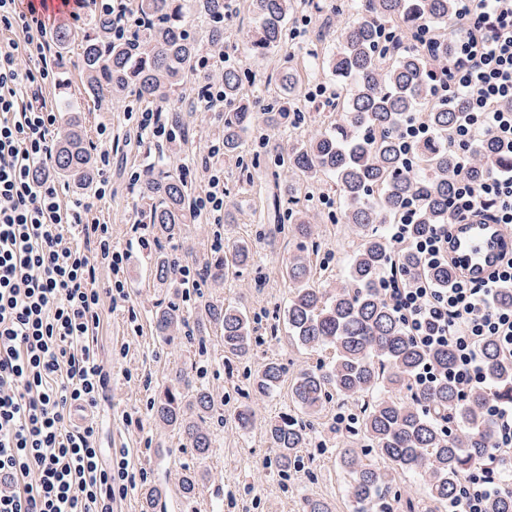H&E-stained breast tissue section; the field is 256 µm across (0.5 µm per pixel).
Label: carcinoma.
Returning <instances> with one entry per match:
<instances>
[{
  "instance_id": "obj_1",
  "label": "carcinoma",
  "mask_w": 512,
  "mask_h": 512,
  "mask_svg": "<svg viewBox=\"0 0 512 512\" xmlns=\"http://www.w3.org/2000/svg\"><path fill=\"white\" fill-rule=\"evenodd\" d=\"M297 0H250L255 26L247 52L264 56L279 50L288 40V21L299 10ZM350 16L336 30V47L323 54L313 50L308 60L311 72L336 79L345 89L336 106L341 119L327 127L310 145L288 151L270 135L261 138V151L274 157L275 164H288L309 183L319 176L333 179L336 186L335 224H351L360 231L361 242L353 252L345 276L329 293L315 286L311 255H296L285 266L291 297L284 312L290 333L302 345L316 349L331 346L336 360L310 371L292 385L295 402L308 410L322 406L331 392L344 398L362 399L377 390L411 384L414 372L430 361L446 370L451 362L447 348L428 353L406 335L401 322L378 291V282L390 263L392 250L377 225L386 224L411 198H420V223L438 224L448 216V194L454 178L456 157L450 136L463 104L442 105L432 96L434 83L431 59L410 46L385 42L382 26L400 23L415 32L422 25L444 27L454 11L453 0H346ZM210 17L224 12V0H137L138 14L152 21L149 36L112 42V19L94 14L88 26H61L53 41L63 50L81 46V69L85 92L90 98L110 95L120 98L133 93L152 104L164 91L179 87L185 76L196 70L198 43L183 28L187 11ZM244 70L224 67V159L238 158L244 138L251 134L256 113L243 93ZM283 95L264 108L262 121L271 130L305 120L295 103L303 86L293 66L281 71ZM427 108L425 121L432 138L402 152L396 129L406 118ZM480 163L469 176L480 181L504 162L488 138L477 144ZM56 174L74 188L85 191L94 181L92 155L82 136L70 132L56 152ZM143 196L151 201L148 218L165 239L180 236L187 220L188 184L159 157L145 171ZM300 193L288 195L286 220L303 238L312 234L311 224L299 208ZM253 250L244 242L227 246L224 257L200 258L204 278L221 283L230 274L250 265ZM154 276L165 282L174 279L169 258L160 254L153 264ZM209 323L224 337V352L238 360L252 354L254 328L239 307L224 303L205 308ZM183 320L174 305L158 307L153 316L156 331L167 334ZM487 374L497 384L496 396L512 400V365L505 362L492 343L483 346ZM283 368L268 362L256 373L255 384L262 394L272 393L282 381ZM484 392L466 399L456 386L443 379L415 390L413 402L376 399L362 404L361 430L379 456L389 462L384 470L363 462L350 452L342 460L352 474L347 493L354 512H391L385 498L397 473L418 477L424 496L407 498L406 512H440L455 496L461 477L472 464L486 457L492 433L486 418ZM156 417L182 430L198 456L205 458L213 439L200 425L216 409L204 383L186 395L168 388L153 402ZM448 416L462 422L470 432L460 439L441 430L439 419ZM271 445L278 449V467L286 473L296 467L300 449L306 447L307 426L283 415L266 426ZM489 512H512V489L490 501Z\"/></svg>"
}]
</instances>
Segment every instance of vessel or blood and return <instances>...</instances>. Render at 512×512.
I'll use <instances>...</instances> for the list:
<instances>
[{
    "instance_id": "b4317fda",
    "label": "vessel or blood",
    "mask_w": 512,
    "mask_h": 512,
    "mask_svg": "<svg viewBox=\"0 0 512 512\" xmlns=\"http://www.w3.org/2000/svg\"><path fill=\"white\" fill-rule=\"evenodd\" d=\"M448 248L467 278L480 282L512 251V236L502 225L469 220L452 226Z\"/></svg>"
}]
</instances>
